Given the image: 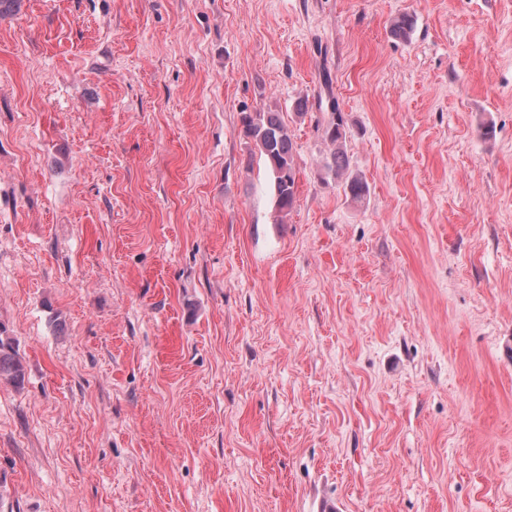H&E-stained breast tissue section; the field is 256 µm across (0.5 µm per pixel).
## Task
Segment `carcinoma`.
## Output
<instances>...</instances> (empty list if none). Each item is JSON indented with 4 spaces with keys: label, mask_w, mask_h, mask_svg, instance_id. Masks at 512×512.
Returning <instances> with one entry per match:
<instances>
[{
    "label": "carcinoma",
    "mask_w": 512,
    "mask_h": 512,
    "mask_svg": "<svg viewBox=\"0 0 512 512\" xmlns=\"http://www.w3.org/2000/svg\"><path fill=\"white\" fill-rule=\"evenodd\" d=\"M322 85L325 93L318 94L312 102L307 98L300 99L295 108L301 115L313 109L327 114L323 135L332 149L324 159V169L342 180L345 195L354 202H361L368 194V187L361 177L350 173V159L343 144L345 117L338 100L330 92V78L326 73L322 74ZM240 123L244 136L253 140L271 172L277 223L282 224L297 195L296 150L288 126L280 114L271 109L242 112ZM24 378V366L12 339L3 335L0 328V379L20 385Z\"/></svg>",
    "instance_id": "obj_1"
}]
</instances>
